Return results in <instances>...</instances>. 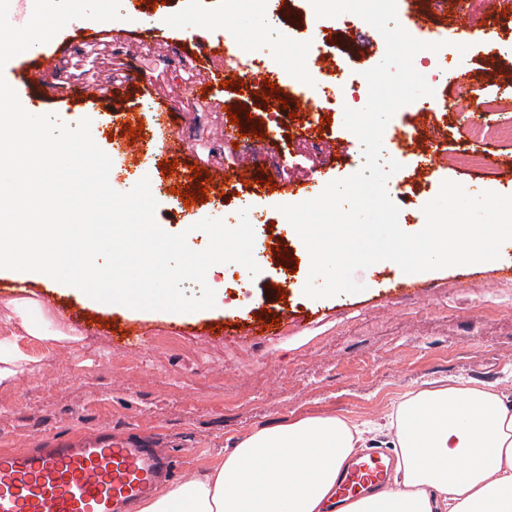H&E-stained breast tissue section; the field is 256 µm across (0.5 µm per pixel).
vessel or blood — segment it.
Returning <instances> with one entry per match:
<instances>
[{
    "mask_svg": "<svg viewBox=\"0 0 512 512\" xmlns=\"http://www.w3.org/2000/svg\"><path fill=\"white\" fill-rule=\"evenodd\" d=\"M128 15L138 20L139 33L152 38L158 15L148 13L143 0H125ZM229 44L211 39L197 46V62L205 81H223L227 75L212 71L211 60L224 57ZM28 67L48 72L56 66L51 44L35 45L23 54ZM8 84L25 101L30 112L46 111L41 87L26 69L12 68L4 73ZM166 111L164 103L148 98L136 108L120 112L123 127L142 126L141 136L131 144V152H140L146 141L156 139L161 129L157 118ZM442 144L431 139L416 144V163L435 169ZM251 192L293 197L302 202L315 198V184L277 185L269 188L255 184ZM391 461L381 451L360 454L343 465L336 479L330 512H342L350 502L366 491L384 489L390 482ZM178 473L172 460L149 440L115 435L101 429L77 438H56L21 451H0V512H137L139 505L158 495Z\"/></svg>",
    "mask_w": 512,
    "mask_h": 512,
    "instance_id": "b4317fda",
    "label": "vessel or blood"
}]
</instances>
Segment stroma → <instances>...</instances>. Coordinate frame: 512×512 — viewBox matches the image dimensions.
Returning <instances> with one entry per match:
<instances>
[{
  "label": "stroma",
  "mask_w": 512,
  "mask_h": 512,
  "mask_svg": "<svg viewBox=\"0 0 512 512\" xmlns=\"http://www.w3.org/2000/svg\"><path fill=\"white\" fill-rule=\"evenodd\" d=\"M463 15L481 25L488 17L487 0H471ZM259 0H227L213 10L209 0H171L152 40H142L134 23L113 21L100 28L94 41L81 36V23L69 22L58 46V61L67 63L68 88L57 84L56 72L32 71L47 95L48 109L73 107V120L90 118L93 126L111 127L98 146L107 153L119 178L133 174L151 183L166 182L162 162L199 164L207 171L227 172L225 191L248 195V180L260 178L251 158L238 150L213 147L223 133L229 111L247 109L255 120H268L266 101L240 95L235 87L214 82L203 85L205 111L193 112L183 93L182 72L171 65L174 51L193 53L198 40L233 31L243 46L235 59L220 60L225 71L251 70L266 57V35L249 24L262 12ZM421 28L401 29L379 24L377 34L354 27L335 36L332 47L317 35L283 46L287 69L309 70L317 58L339 56L340 46L352 50L353 77L367 91L356 107L332 111L327 129L339 137L336 151H314L296 135L299 119L320 123L321 115L300 109L287 120L281 136L259 140L269 161L285 163L276 181L316 182L322 171L346 178L358 170L366 134L390 144L400 175L411 197L400 205L399 222L418 232L425 222L423 207L434 199L443 181L470 191L490 190L512 195V145L493 139L478 141L467 132L466 113L453 107L457 97L505 98L512 102V56L490 53L483 40H467L464 89L445 83L428 85L425 107H417L418 62L426 30H448L461 13L437 14L421 6ZM202 19V27L185 31V18ZM444 44V51L456 49ZM94 88L110 94L113 108L136 104L143 95L164 99L172 113L163 125L159 143L142 152L126 150L120 124H108L93 99L83 91ZM387 113L376 123L375 113ZM440 138L448 156L476 151L495 154L497 168L473 169L438 164L428 171L409 159L411 144ZM171 191L157 195L156 220L170 232L213 217L211 203L171 209ZM287 251L298 257L291 269L260 260L258 274L231 266L214 276L224 284L226 308L175 315L168 311L105 309L87 304L96 318L97 335H85L66 310L75 297L68 288H55V302H43L46 286L25 282L23 289L0 291V336L15 337L19 349L32 358L30 371L16 385L0 388V449L22 450L52 434L66 437L102 426L116 431L159 435L173 450L179 472L190 475L223 460L236 438L252 429L284 423L305 415H338L351 420L381 421L391 404L406 392L435 381L465 378L512 392V319L496 316L493 302L512 301V278L498 270L512 266V255L490 265H462L411 278L396 265L355 274L364 291L342 297L312 299L300 295L310 264L302 246L292 241ZM289 283L286 294L277 287ZM41 302L48 330L64 333L61 341L29 337L15 317L22 298ZM279 320L280 334L251 344L208 335L217 321H232L237 312ZM137 322L142 344L118 347L111 323Z\"/></svg>",
  "instance_id": "stroma-1"
}]
</instances>
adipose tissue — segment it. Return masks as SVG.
Returning a JSON list of instances; mask_svg holds the SVG:
<instances>
[{"label":"adipose tissue","mask_w":512,"mask_h":512,"mask_svg":"<svg viewBox=\"0 0 512 512\" xmlns=\"http://www.w3.org/2000/svg\"><path fill=\"white\" fill-rule=\"evenodd\" d=\"M376 425L303 416L239 437L221 464L141 512H325L338 471ZM385 435L393 488L344 512H512V394L473 380L405 394Z\"/></svg>","instance_id":"obj_1"}]
</instances>
